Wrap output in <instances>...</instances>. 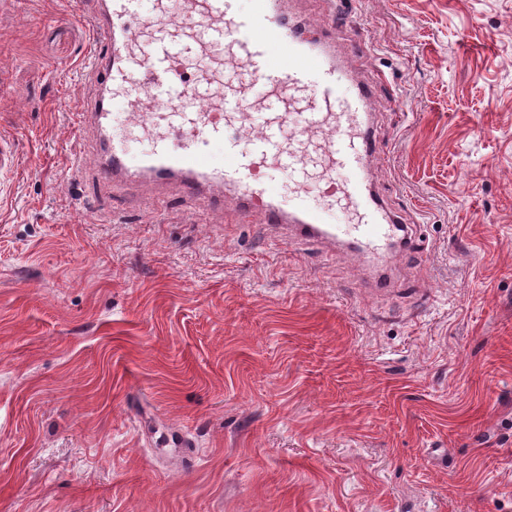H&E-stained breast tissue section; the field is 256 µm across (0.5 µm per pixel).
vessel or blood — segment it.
Returning <instances> with one entry per match:
<instances>
[{
  "label": "vessel or blood",
  "mask_w": 512,
  "mask_h": 512,
  "mask_svg": "<svg viewBox=\"0 0 512 512\" xmlns=\"http://www.w3.org/2000/svg\"><path fill=\"white\" fill-rule=\"evenodd\" d=\"M141 4H82L95 37L87 65L100 93L90 110L76 112L78 124L101 127L133 112L156 135L153 151L136 161L123 141L105 143L93 163L99 185L176 180L187 199L224 185L234 189L241 218L261 214L304 240L344 243L368 259L396 238L413 247L367 179L368 87L344 88L326 45L294 34L284 0H253L246 11L237 0H157L149 15ZM188 56L198 70L187 76L179 65ZM243 116L262 126L247 147L233 125ZM323 129L330 132L323 191L346 202L336 213L315 205L307 187L305 143ZM215 142L224 145L220 166L210 161ZM271 169L293 184L287 203Z\"/></svg>",
  "instance_id": "1"
}]
</instances>
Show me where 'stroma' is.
<instances>
[{"instance_id":"obj_1","label":"stroma","mask_w":512,"mask_h":512,"mask_svg":"<svg viewBox=\"0 0 512 512\" xmlns=\"http://www.w3.org/2000/svg\"><path fill=\"white\" fill-rule=\"evenodd\" d=\"M396 283L101 188L77 0H0V512H512V0H357Z\"/></svg>"}]
</instances>
